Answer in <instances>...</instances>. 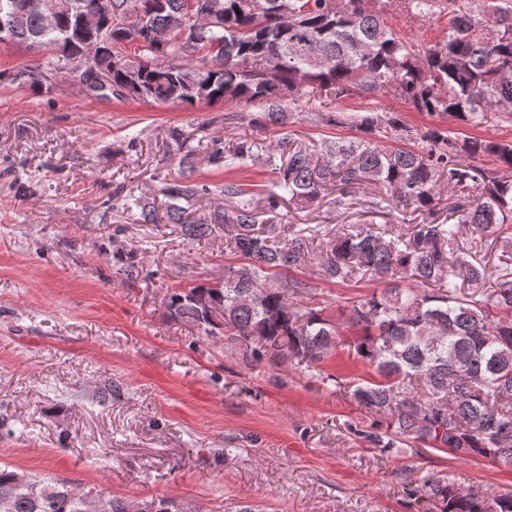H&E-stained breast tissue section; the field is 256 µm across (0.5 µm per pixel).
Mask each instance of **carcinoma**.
<instances>
[{
  "label": "carcinoma",
  "mask_w": 512,
  "mask_h": 512,
  "mask_svg": "<svg viewBox=\"0 0 512 512\" xmlns=\"http://www.w3.org/2000/svg\"><path fill=\"white\" fill-rule=\"evenodd\" d=\"M0 0V17L13 15L12 37L51 52L47 64L83 49L96 70L112 80V97L178 102L188 107L222 103L248 108L224 114V123L250 128L208 146L210 162L226 169L260 157L276 178L260 193L235 180L220 193L230 207L216 226L191 219L181 202L212 192L196 176L195 151L180 157V178L166 184L165 218L191 241L224 230L241 259L224 267V286H193L169 297L171 315L206 336L239 345L247 367H305L338 390L372 421L361 437L384 453L403 441L474 455L512 466V263L496 268L495 288L483 291L488 269L476 258L483 238L512 234V141L448 135L443 122L471 126L493 118L512 122V0H205L215 25L196 32L185 0ZM397 4L424 19H448L442 39L417 47L398 36L384 8ZM487 14L493 23L483 22ZM118 28L107 27L109 18ZM185 32L157 44L154 37ZM220 41L224 63L206 68L203 42ZM140 62L120 65L121 51ZM387 94L436 119L412 129L391 108L369 107L349 117L333 110L348 98ZM357 135L326 140L321 153L296 141L294 105ZM283 137L266 142L271 128ZM406 142L383 147L380 140ZM489 157L494 166L477 165ZM448 185L454 205L438 222L435 191ZM378 190L381 224H345L332 236L320 224H289L283 241L271 236L266 215L282 205L309 207L340 187L336 206L356 189ZM422 221L394 228L399 216ZM112 233L116 274L138 278L136 251ZM318 261L324 277L343 283L356 274L382 285L348 302L347 347L376 373L335 381L321 365L340 343L339 327L315 302L304 280L289 275ZM418 512H512V492L463 490L429 477L420 487ZM0 512H196L169 498L132 503L104 488L77 487L0 465Z\"/></svg>",
  "instance_id": "cac0c4a2"
}]
</instances>
